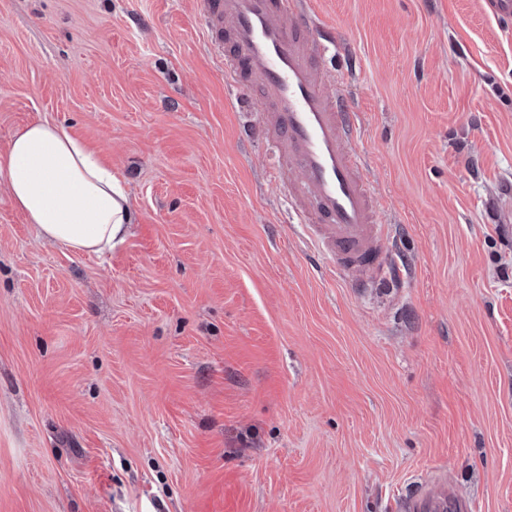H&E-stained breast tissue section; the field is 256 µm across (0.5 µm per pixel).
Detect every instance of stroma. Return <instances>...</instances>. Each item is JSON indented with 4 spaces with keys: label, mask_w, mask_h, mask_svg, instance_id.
Returning <instances> with one entry per match:
<instances>
[{
    "label": "stroma",
    "mask_w": 512,
    "mask_h": 512,
    "mask_svg": "<svg viewBox=\"0 0 512 512\" xmlns=\"http://www.w3.org/2000/svg\"><path fill=\"white\" fill-rule=\"evenodd\" d=\"M402 275L300 237L197 0H0V153L56 120L123 242L42 239L0 185V512H512V27L480 0H311ZM426 509L432 512L468 511L466 504L460 501L452 492L441 488L431 493L426 502Z\"/></svg>",
    "instance_id": "35a3bbf8"
}]
</instances>
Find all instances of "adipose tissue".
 <instances>
[{
	"mask_svg": "<svg viewBox=\"0 0 512 512\" xmlns=\"http://www.w3.org/2000/svg\"><path fill=\"white\" fill-rule=\"evenodd\" d=\"M39 235L76 253L101 254L133 222L112 168L53 120L32 122L0 154V183Z\"/></svg>",
	"mask_w": 512,
	"mask_h": 512,
	"instance_id": "ef3b65f1",
	"label": "adipose tissue"
}]
</instances>
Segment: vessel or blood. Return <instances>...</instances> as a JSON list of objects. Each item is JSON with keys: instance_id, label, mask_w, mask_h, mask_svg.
Segmentation results:
<instances>
[{"instance_id": "vessel-or-blood-1", "label": "vessel or blood", "mask_w": 512, "mask_h": 512, "mask_svg": "<svg viewBox=\"0 0 512 512\" xmlns=\"http://www.w3.org/2000/svg\"><path fill=\"white\" fill-rule=\"evenodd\" d=\"M224 82L241 103L258 100L256 130L276 155L271 171L288 184V202L309 244L350 287L393 277L390 230L353 144L358 113L342 93H329L321 56L338 48L335 30L307 0H198ZM428 512H463L452 492L427 499Z\"/></svg>"}]
</instances>
